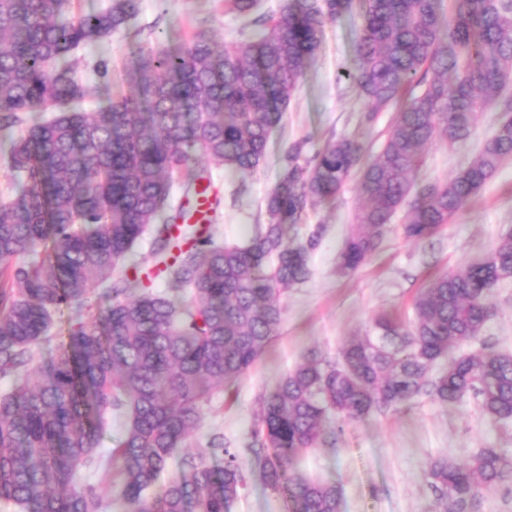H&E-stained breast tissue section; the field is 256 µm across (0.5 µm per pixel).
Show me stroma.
<instances>
[{"instance_id":"stroma-1","label":"stroma","mask_w":512,"mask_h":512,"mask_svg":"<svg viewBox=\"0 0 512 512\" xmlns=\"http://www.w3.org/2000/svg\"><path fill=\"white\" fill-rule=\"evenodd\" d=\"M222 44L243 40L252 19L228 11L224 0H140L131 28L112 34L93 50L78 51L80 75L88 92L81 104L95 111L101 90L118 99L132 91L128 72L139 51L183 50L200 27ZM359 19L343 15L329 22L323 43L309 63L281 123L274 128L264 163L251 173L213 169V189L220 199L215 216L223 240L244 241L263 223V199L281 172L285 143L306 140L307 154L329 141L348 137L369 154L385 138L392 111L364 124L367 101L344 79L356 66ZM501 112L487 108L474 117L471 137L454 144L429 145L416 174L418 182L453 177L474 157L501 121ZM363 198L357 179H350L334 199L310 207L303 223L289 227L291 239H304L315 225L325 231L310 256L311 277L289 288L276 337L266 353L245 374L216 392L200 426L186 446L195 450L214 430L238 456L250 486L231 512H285V499L266 487L259 463L249 448L253 414L264 392L309 354L338 359L343 345L364 334L381 312L410 315L428 279L486 255L500 237L512 232V159L432 239L404 238L391 224L378 249L355 272L344 274L338 256ZM495 315L471 351L490 346L512 353V282L498 286L491 297ZM335 439L301 451L296 466L307 476L333 482L342 490L341 512H428L433 499L425 480L426 463L447 456L469 460L480 449L501 448L512 456V423L490 420L473 396L443 405L421 395L410 403L373 412L347 424L335 423Z\"/></svg>"}]
</instances>
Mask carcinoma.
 Segmentation results:
<instances>
[{
	"mask_svg": "<svg viewBox=\"0 0 512 512\" xmlns=\"http://www.w3.org/2000/svg\"><path fill=\"white\" fill-rule=\"evenodd\" d=\"M139 2L74 19L71 0H0V156L12 175L0 198V378L13 380L0 393V500L18 512H112L102 487L114 485L122 512H230L248 478L220 431L155 483L215 392L269 348L284 291L308 279L324 228L295 242L288 226L358 174L366 205L339 256L354 272L395 216L410 240L436 235L512 157V0H285L232 46L200 32L181 52L140 53L136 92L82 111L75 50L128 29ZM346 13L361 20L347 77L368 101L365 122L396 109L379 154L339 139L304 161L306 141L290 144L265 222L244 243L221 240L211 217L171 212L177 179L186 200L203 191L214 212L201 160L259 168L325 24ZM488 107L508 118L477 156L448 181L418 185L426 146L467 139ZM147 235L161 290L136 259ZM508 281L512 234L436 275L409 320L376 315L339 360L312 354L261 397L252 448L287 512H340V488L294 466L334 416L472 393L489 419L512 421V354L456 353L482 335L491 293ZM114 412L124 434L104 454ZM510 473L504 450L483 448L466 462L435 458L425 476L441 512H468L480 487Z\"/></svg>",
	"mask_w": 512,
	"mask_h": 512,
	"instance_id": "carcinoma-1",
	"label": "carcinoma"
}]
</instances>
